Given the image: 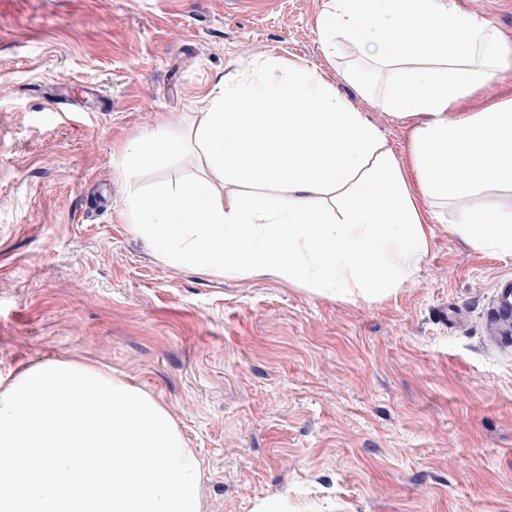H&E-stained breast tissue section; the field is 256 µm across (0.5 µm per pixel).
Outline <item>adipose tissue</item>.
I'll return each instance as SVG.
<instances>
[{
    "label": "adipose tissue",
    "instance_id": "ef3b65f1",
    "mask_svg": "<svg viewBox=\"0 0 512 512\" xmlns=\"http://www.w3.org/2000/svg\"><path fill=\"white\" fill-rule=\"evenodd\" d=\"M326 44L344 38L394 64L387 104L410 126L409 164L364 112L316 70L277 60L278 82L224 81L193 131L206 177L133 190L132 228L175 263L206 274L270 272L288 285L367 300L416 273L430 248L426 202L512 185V92L477 109L475 93L512 63V36L456 0H333ZM156 131L125 142V165L182 152ZM253 185L231 199L225 181ZM282 187L283 201L264 195ZM343 195L336 217L316 203ZM472 247L512 254V210L462 211Z\"/></svg>",
    "mask_w": 512,
    "mask_h": 512
}]
</instances>
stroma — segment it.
<instances>
[{"instance_id": "stroma-1", "label": "stroma", "mask_w": 512, "mask_h": 512, "mask_svg": "<svg viewBox=\"0 0 512 512\" xmlns=\"http://www.w3.org/2000/svg\"><path fill=\"white\" fill-rule=\"evenodd\" d=\"M332 0H0V381L89 358L159 401L200 461L203 512H512V352L481 315L512 255L456 232L392 294L347 300L272 274L202 275L125 215L133 188L201 176L195 150L123 173L157 128L188 137L215 87L299 60L407 161L388 67L328 47Z\"/></svg>"}]
</instances>
